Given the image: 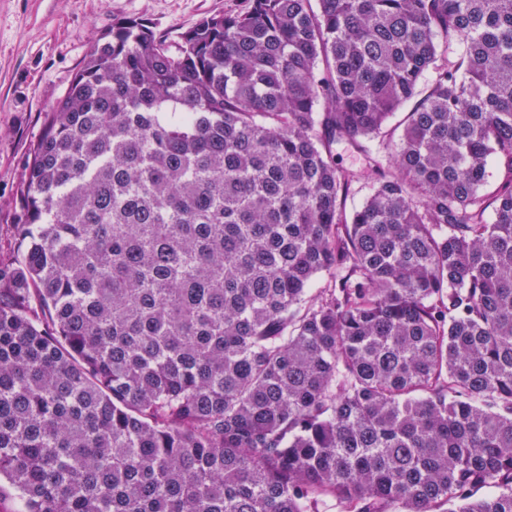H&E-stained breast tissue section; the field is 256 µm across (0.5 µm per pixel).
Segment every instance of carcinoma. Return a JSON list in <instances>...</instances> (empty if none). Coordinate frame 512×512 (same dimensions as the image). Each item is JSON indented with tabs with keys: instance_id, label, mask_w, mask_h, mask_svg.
Wrapping results in <instances>:
<instances>
[{
	"instance_id": "carcinoma-1",
	"label": "carcinoma",
	"mask_w": 512,
	"mask_h": 512,
	"mask_svg": "<svg viewBox=\"0 0 512 512\" xmlns=\"http://www.w3.org/2000/svg\"><path fill=\"white\" fill-rule=\"evenodd\" d=\"M20 201L23 512H512V0H250L175 53L117 19Z\"/></svg>"
}]
</instances>
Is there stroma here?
Listing matches in <instances>:
<instances>
[{
  "label": "stroma",
  "mask_w": 512,
  "mask_h": 512,
  "mask_svg": "<svg viewBox=\"0 0 512 512\" xmlns=\"http://www.w3.org/2000/svg\"><path fill=\"white\" fill-rule=\"evenodd\" d=\"M249 0H0V253L18 252L15 213L46 112L113 20L148 24L170 47L202 18Z\"/></svg>",
  "instance_id": "35a3bbf8"
}]
</instances>
